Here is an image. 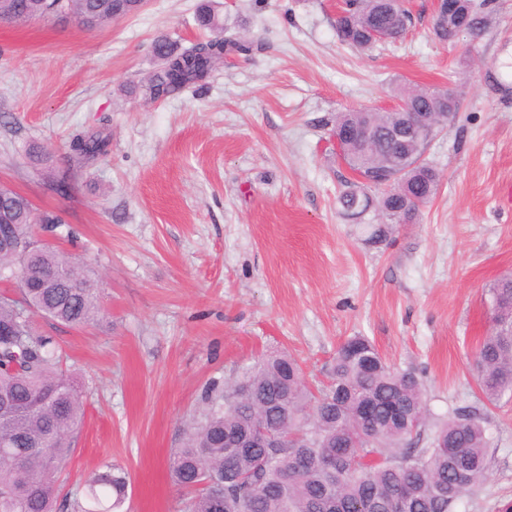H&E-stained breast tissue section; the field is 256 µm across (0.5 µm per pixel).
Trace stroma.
Returning a JSON list of instances; mask_svg holds the SVG:
<instances>
[{
	"label": "stroma",
	"instance_id": "stroma-1",
	"mask_svg": "<svg viewBox=\"0 0 512 512\" xmlns=\"http://www.w3.org/2000/svg\"><path fill=\"white\" fill-rule=\"evenodd\" d=\"M204 3L251 54L197 94L131 93L157 37H204ZM410 5L406 37L368 51L338 41L336 0H148L99 28L0 23V183L61 217L42 236L87 266L102 309L83 328L35 322L82 387L71 497L109 464L129 475L126 512H177L169 458L211 381L287 352L325 384L363 335L416 373L431 423L481 416L490 475L454 512L512 507V397L489 403L473 361L489 287L512 272V0H489L481 38L452 43L432 36L434 0ZM400 82L452 86L461 106L425 156L437 194L373 244L337 209L352 173L329 125L388 108ZM77 133L105 136L106 153L74 164Z\"/></svg>",
	"mask_w": 512,
	"mask_h": 512
}]
</instances>
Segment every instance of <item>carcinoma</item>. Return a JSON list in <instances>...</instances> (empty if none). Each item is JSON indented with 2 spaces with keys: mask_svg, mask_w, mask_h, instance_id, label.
<instances>
[{
  "mask_svg": "<svg viewBox=\"0 0 512 512\" xmlns=\"http://www.w3.org/2000/svg\"><path fill=\"white\" fill-rule=\"evenodd\" d=\"M75 17L97 25L113 21L112 8L124 15L140 11L138 0H0V16L25 21L43 6L47 13L58 2ZM384 23L386 41L401 39L412 25L406 7L392 8L385 0H345L336 14L338 39L369 50L365 38L373 19ZM490 24L483 5L461 0L458 10L434 14L433 37L443 43L459 38L463 27L485 30ZM159 67L144 84L145 95L158 100L204 88L224 57L245 55L247 41L232 36L183 46L166 36L153 45ZM395 97L416 112H428L430 138H435L460 107L447 86L402 85ZM403 118L396 109H364L336 116L334 131L369 122L379 137L373 148L346 144L341 159L360 171L365 181H347L336 197L341 214L365 224L370 240H386L390 226L412 222L435 197L440 177L434 167L410 154L403 176L388 172L389 183L373 182L392 145L385 138L390 126ZM73 157L89 161L105 152V140L77 134L69 145ZM381 194L374 196L371 190ZM12 204L21 216V233L31 225L47 228L57 216L38 213L18 192ZM54 276V288H38L40 279ZM17 281L18 296L0 294V512H118L126 497L128 476L106 465L90 473L84 500H58L55 484L68 466L74 434L82 424L84 405L76 379L64 370L63 353L50 336L36 332L34 317L42 316L71 327L95 323L101 313L94 285L83 267L49 246L28 266L10 251L0 252V281ZM491 326L476 350L474 366L485 398L496 402L512 396V276L491 285ZM374 405L362 421L357 407ZM428 418L420 380L412 371L389 365L363 336L348 338L336 353L329 385L312 389L299 363L287 353L263 359L229 387L213 381L204 403L184 428L183 446L170 457L176 486L188 491L185 512H453L456 503L475 492L489 475L490 438L476 413L462 411L434 431L430 447L419 442ZM263 421L288 429L286 448L224 446V432L246 436ZM328 458L336 467L325 466ZM229 484L232 504L214 493Z\"/></svg>",
  "mask_w": 512,
  "mask_h": 512,
  "instance_id": "1",
  "label": "carcinoma"
}]
</instances>
